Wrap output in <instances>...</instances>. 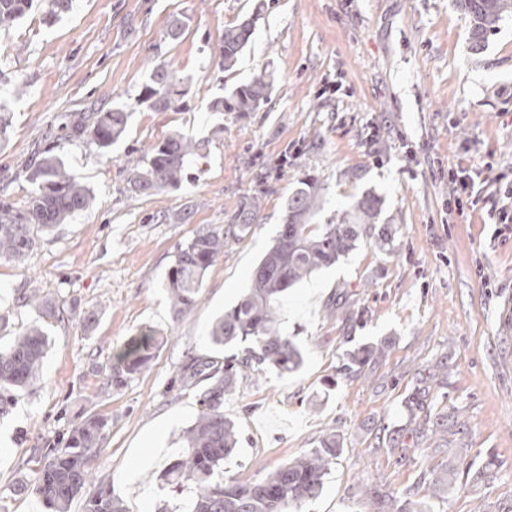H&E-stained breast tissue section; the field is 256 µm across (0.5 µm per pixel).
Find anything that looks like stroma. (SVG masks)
<instances>
[{
  "mask_svg": "<svg viewBox=\"0 0 512 512\" xmlns=\"http://www.w3.org/2000/svg\"><path fill=\"white\" fill-rule=\"evenodd\" d=\"M42 0L0 29V102L11 116L0 147V194L21 205L25 165L66 113L132 103L153 64L187 77L181 110L138 108L109 150L56 136V152L94 201L40 233L24 263L0 260V344L41 312L21 298L38 289L55 308L37 386L17 391L0 416V512H45L12 493L30 475L34 449L63 446L86 417L109 421L94 482L126 512L175 504L159 476L183 451L200 386L179 381L191 357L214 349V320L250 286L273 245L289 192L317 179L323 216L370 190L394 250L370 242L289 289L280 328L300 346L299 371L240 381L224 415L240 433L224 462L243 483L316 447L329 432L343 451L318 496L294 512H377L373 488L400 495L420 472L448 471L433 512H512V238L495 237L481 212L448 211V169L490 158L512 172V17L481 52L455 0H74L44 15ZM179 14L184 32L166 37ZM256 17L234 72L221 71L225 26ZM273 74L266 103L240 115L208 106L256 72ZM24 94H17V85ZM178 131L203 159L177 191L131 192L127 155ZM263 192L259 222L209 268L201 297L175 318L164 288L179 247L202 227L223 229L239 199ZM184 214L181 223L170 215ZM340 300L329 318L326 305ZM151 327L166 341L149 369L112 386V354ZM381 343L388 354L362 372L347 354ZM443 438L416 446L405 397L437 362ZM154 457L135 469L144 443ZM491 467L495 478L474 473Z\"/></svg>",
  "mask_w": 512,
  "mask_h": 512,
  "instance_id": "stroma-1",
  "label": "stroma"
}]
</instances>
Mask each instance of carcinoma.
<instances>
[{
  "mask_svg": "<svg viewBox=\"0 0 512 512\" xmlns=\"http://www.w3.org/2000/svg\"><path fill=\"white\" fill-rule=\"evenodd\" d=\"M33 0H0V28H11L32 8ZM468 16L471 49H480L500 23L512 16V0H458ZM256 20L251 18L224 28L220 67L232 70L252 40ZM185 77L170 65L156 63L137 100L116 104L91 113H75L66 125L71 142H90L100 149L117 143L126 133L131 115L138 107L155 112L177 110L186 93ZM272 86L262 71L236 86L229 96L209 103L212 112H256L267 101ZM201 145L180 133H173L137 159L127 157L129 185L136 194L152 195L182 188L192 164L201 157ZM33 186L28 201L17 206L0 199V259L21 261L29 255L38 232L62 224L89 207L92 195L80 179L70 173L54 147L37 150L27 172ZM322 197L316 180L305 179L288 195L283 222L273 246L254 268L247 293L224 315L210 332L214 349H236L220 362L195 360L186 365L181 379L192 384L199 376L207 385L198 414L184 432L182 455L169 464L160 480L179 495H187L189 512H289V509L318 495L339 449L336 435L328 434L319 446L284 462L255 482L241 483L224 475V459L236 449L239 433L224 416V396L236 389L240 378L276 373L286 376L303 365L299 346L282 334L279 305L288 289L314 272L329 267L372 240L381 249L394 247L393 229L381 223L382 204L378 195L365 191L354 198L350 209L327 220L313 223L321 211ZM261 210L256 195L241 198L224 230L199 228L179 248L174 266L167 273L165 288L174 316L191 309L203 288L208 269L231 241L250 232ZM164 337L146 329L130 337L117 351L112 365V387L120 388L146 371ZM48 336L37 322L28 325L6 346L0 345V415L8 411L14 393L40 379ZM386 355L382 345L349 353V361L363 368ZM430 387L415 388L405 399L412 421L444 432L438 422L439 403L429 397ZM108 419L92 416L76 426L62 448H43L28 459L32 478L20 483L15 492L33 495L51 512H69L74 499L92 483L91 462L100 455ZM448 488V470L432 474L428 492L437 496ZM417 492L403 491L381 512H429L415 499ZM84 512H123V504L101 486L86 498Z\"/></svg>",
  "mask_w": 512,
  "mask_h": 512,
  "instance_id": "carcinoma-1",
  "label": "carcinoma"
}]
</instances>
